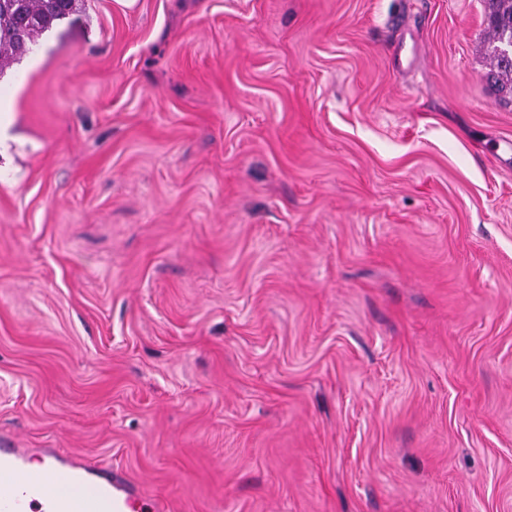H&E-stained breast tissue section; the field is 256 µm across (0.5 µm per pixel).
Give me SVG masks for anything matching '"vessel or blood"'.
Listing matches in <instances>:
<instances>
[{
  "instance_id": "vessel-or-blood-1",
  "label": "vessel or blood",
  "mask_w": 512,
  "mask_h": 512,
  "mask_svg": "<svg viewBox=\"0 0 512 512\" xmlns=\"http://www.w3.org/2000/svg\"><path fill=\"white\" fill-rule=\"evenodd\" d=\"M0 512H171L144 496L124 470L98 467L57 448L0 444Z\"/></svg>"
}]
</instances>
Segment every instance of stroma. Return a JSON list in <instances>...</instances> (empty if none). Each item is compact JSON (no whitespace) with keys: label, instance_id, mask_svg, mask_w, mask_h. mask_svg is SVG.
I'll return each mask as SVG.
<instances>
[{"label":"stroma","instance_id":"obj_1","mask_svg":"<svg viewBox=\"0 0 512 512\" xmlns=\"http://www.w3.org/2000/svg\"><path fill=\"white\" fill-rule=\"evenodd\" d=\"M482 0H80L0 73V435L173 512H512V104Z\"/></svg>","mask_w":512,"mask_h":512}]
</instances>
